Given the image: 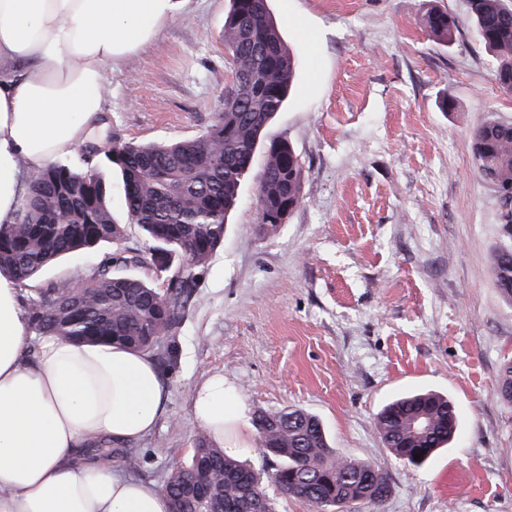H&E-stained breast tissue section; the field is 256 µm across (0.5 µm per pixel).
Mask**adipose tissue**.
Listing matches in <instances>:
<instances>
[{"mask_svg":"<svg viewBox=\"0 0 512 512\" xmlns=\"http://www.w3.org/2000/svg\"><path fill=\"white\" fill-rule=\"evenodd\" d=\"M176 3L0 0V224L14 222L27 176L103 121L113 62L154 40ZM164 398L145 353L33 338L16 281L0 274V512H168L155 487L79 459L89 437L152 433ZM191 407L215 445L250 452L233 382L207 377Z\"/></svg>","mask_w":512,"mask_h":512,"instance_id":"obj_1","label":"adipose tissue"}]
</instances>
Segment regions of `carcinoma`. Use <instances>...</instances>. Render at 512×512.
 <instances>
[{"label":"carcinoma","mask_w":512,"mask_h":512,"mask_svg":"<svg viewBox=\"0 0 512 512\" xmlns=\"http://www.w3.org/2000/svg\"><path fill=\"white\" fill-rule=\"evenodd\" d=\"M469 6L496 62L497 82L512 92V0H469ZM423 24L440 40L450 39L457 28L455 18L440 9L428 11ZM224 47L232 81L224 90V111L202 135L115 144L108 156L123 182L126 221L141 228L150 243L151 264L168 274L165 289L114 272V267L139 264L143 257L118 248L123 226L112 214L110 185L98 171L54 161L28 176L15 222L0 225V274H9L22 288L59 259L114 246L79 287L68 288L60 280L44 289L40 299L22 301L33 335L142 352L167 347L191 307L197 275L224 245L226 215L239 198L242 181L253 172L260 146L265 161L257 177V223L275 233L280 215L301 204V158L287 139L266 138L298 67L268 0H231ZM472 153L512 235V121L477 126ZM490 265L495 287L511 300L512 250L493 252ZM500 376V398L511 403L512 360L504 362ZM418 415L426 416L429 426L416 436L407 422ZM253 425L265 456L278 462L272 473L276 487L313 512H348L352 504L379 505L388 496L385 473L338 455L317 416L301 408L260 411ZM375 429L384 447L419 466L454 438L458 415L447 396L414 393L386 404L375 418ZM88 451L99 462L119 458L131 469L139 466L135 451L96 438L88 441ZM198 488L205 491L203 502L196 498ZM164 493L170 512H273L256 473L204 441L186 465L172 471Z\"/></svg>","instance_id":"carcinoma-1"}]
</instances>
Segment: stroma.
I'll use <instances>...</instances> for the list:
<instances>
[{"mask_svg": "<svg viewBox=\"0 0 512 512\" xmlns=\"http://www.w3.org/2000/svg\"><path fill=\"white\" fill-rule=\"evenodd\" d=\"M299 62L287 104L268 130L302 160L303 201L276 233L257 222L248 178L229 213L224 246L193 290L174 358L154 355L166 387L154 433L133 442L130 476L163 488L206 439L192 390L221 373L250 412L301 408L319 416L337 452L374 464L391 490L352 512H512V403L497 392L512 356V301L494 286L489 257L512 248L494 190L479 176L472 134L512 119V94L470 19L468 0H270ZM455 17L453 38L421 19ZM230 0H181L156 39L107 75L105 130L67 150L123 185L105 153L113 142L203 134L232 80L224 47ZM454 108H446V101ZM104 249L64 260L25 297L76 280ZM448 395L460 414L449 448L405 464L374 420L395 396ZM425 28L439 40H449L457 28V21L447 12L432 9L423 17Z\"/></svg>", "mask_w": 512, "mask_h": 512, "instance_id": "1", "label": "stroma"}]
</instances>
